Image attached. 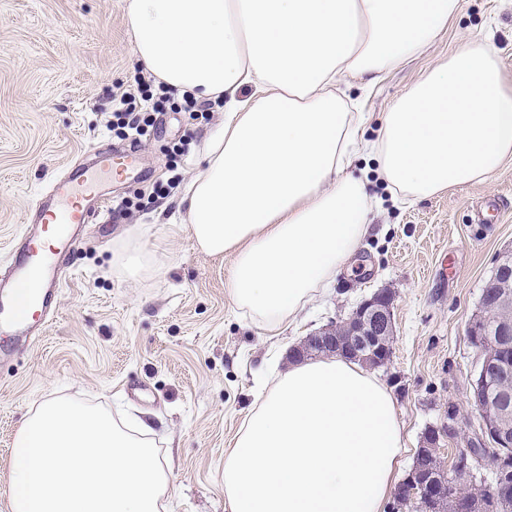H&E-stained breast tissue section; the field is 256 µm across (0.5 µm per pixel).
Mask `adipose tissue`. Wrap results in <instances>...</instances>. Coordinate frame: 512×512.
Returning a JSON list of instances; mask_svg holds the SVG:
<instances>
[{
  "label": "adipose tissue",
  "mask_w": 512,
  "mask_h": 512,
  "mask_svg": "<svg viewBox=\"0 0 512 512\" xmlns=\"http://www.w3.org/2000/svg\"><path fill=\"white\" fill-rule=\"evenodd\" d=\"M459 0H128L136 64L176 95L222 105L180 209L199 249L231 255L237 306L274 333L349 269L381 201L416 203L512 159V89L497 53L462 41L384 113L337 92L377 81L445 29ZM249 98H240V90ZM143 418L67 397L18 431L12 512H162L169 465ZM405 447L390 388L341 357L296 362L224 455L225 512H382Z\"/></svg>",
  "instance_id": "adipose-tissue-1"
}]
</instances>
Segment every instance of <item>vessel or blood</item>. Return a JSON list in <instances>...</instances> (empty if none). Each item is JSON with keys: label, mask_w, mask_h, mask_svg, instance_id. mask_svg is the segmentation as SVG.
Wrapping results in <instances>:
<instances>
[{"label": "vessel or blood", "mask_w": 512, "mask_h": 512, "mask_svg": "<svg viewBox=\"0 0 512 512\" xmlns=\"http://www.w3.org/2000/svg\"><path fill=\"white\" fill-rule=\"evenodd\" d=\"M136 150L102 155L91 165L71 166L54 183L53 205L35 203L39 232L19 241L7 265L0 267V340L40 335L59 307L58 275L73 245L75 227L103 223L112 211L104 178L117 179L132 168Z\"/></svg>", "instance_id": "vessel-or-blood-1"}]
</instances>
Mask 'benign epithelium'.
Wrapping results in <instances>:
<instances>
[{
	"label": "benign epithelium",
	"instance_id": "benign-epithelium-1",
	"mask_svg": "<svg viewBox=\"0 0 512 512\" xmlns=\"http://www.w3.org/2000/svg\"><path fill=\"white\" fill-rule=\"evenodd\" d=\"M498 288H512V266L503 260L499 262L494 275L486 285L481 299L482 307L507 310V301L496 293ZM392 303L393 297L388 292H381L363 301L341 326L331 325L306 337L292 350L291 357L338 354L358 358L373 366L387 364L392 357L391 342L395 335ZM480 351L486 354L484 364L476 374V381L481 384L499 366V362L487 348L482 346ZM482 431L497 448L512 445V435L495 419H483ZM403 482L422 490L426 498L425 512H437L440 509L439 489L430 481H421L418 469L409 472Z\"/></svg>",
	"mask_w": 512,
	"mask_h": 512
}]
</instances>
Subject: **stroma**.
I'll return each instance as SVG.
<instances>
[{"mask_svg": "<svg viewBox=\"0 0 512 512\" xmlns=\"http://www.w3.org/2000/svg\"><path fill=\"white\" fill-rule=\"evenodd\" d=\"M126 0H0V264L25 233L37 196L87 155L118 150L106 127L112 94L137 65ZM491 45L512 85V0H460L448 29L419 56L371 88L365 109L376 135L389 104L461 42ZM224 122L168 112L139 151L146 178L113 184L131 197L130 214L88 225L74 243L58 316L35 344L0 357V512H10L13 441L32 404L68 396L114 415L153 422L156 447L172 472L169 512H225L224 453L274 372L271 350L347 318L364 299L391 292L395 337L378 375L391 389L409 471L428 430L445 463L481 440L472 400L479 354L465 326L478 312L485 283L512 251V162L486 180L455 186L412 205L384 203L357 252L353 271L320 291L297 319L271 335L234 303L231 256L199 250L181 226L179 190L153 196L166 180L164 148L186 139L184 179L201 168L205 140ZM139 230V247L157 271L131 280L116 272V242Z\"/></svg>", "mask_w": 512, "mask_h": 512, "instance_id": "obj_1", "label": "stroma"}]
</instances>
